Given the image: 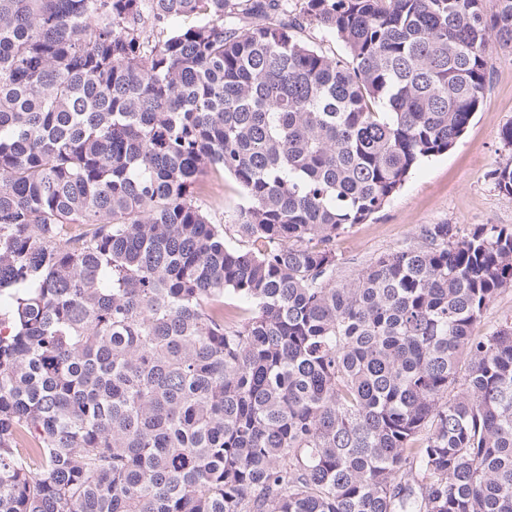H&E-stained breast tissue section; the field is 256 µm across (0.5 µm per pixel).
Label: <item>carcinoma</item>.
<instances>
[{
	"label": "carcinoma",
	"mask_w": 512,
	"mask_h": 512,
	"mask_svg": "<svg viewBox=\"0 0 512 512\" xmlns=\"http://www.w3.org/2000/svg\"><path fill=\"white\" fill-rule=\"evenodd\" d=\"M492 35L512 0H0V512H512V228L336 278ZM300 35L305 41L315 42L317 46L321 47L328 54H341L343 51L341 43L335 37L323 34L314 26H306ZM214 199L220 200V205L213 204ZM241 202L239 188L234 179L225 175L224 179L213 181L210 186V196L201 199V205L213 210V218L218 224H233L236 208ZM512 319V288L502 291L496 299L489 304L484 311L480 321H478L474 328L473 333L482 335L488 331L498 327L505 320Z\"/></svg>",
	"instance_id": "obj_1"
}]
</instances>
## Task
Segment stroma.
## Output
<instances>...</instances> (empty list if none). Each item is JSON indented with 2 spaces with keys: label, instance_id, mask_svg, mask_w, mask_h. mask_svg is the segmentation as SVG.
Segmentation results:
<instances>
[{
  "label": "stroma",
  "instance_id": "1",
  "mask_svg": "<svg viewBox=\"0 0 512 512\" xmlns=\"http://www.w3.org/2000/svg\"><path fill=\"white\" fill-rule=\"evenodd\" d=\"M491 70L484 100L466 132L447 154L424 160L387 205L368 221L336 237L338 275L347 279L381 255L416 241L423 225L454 224L470 232L477 224L512 226V195L490 176L512 154L500 138L512 124V47L490 42ZM241 201L232 177L212 182L203 206L219 224H232Z\"/></svg>",
  "mask_w": 512,
  "mask_h": 512
}]
</instances>
